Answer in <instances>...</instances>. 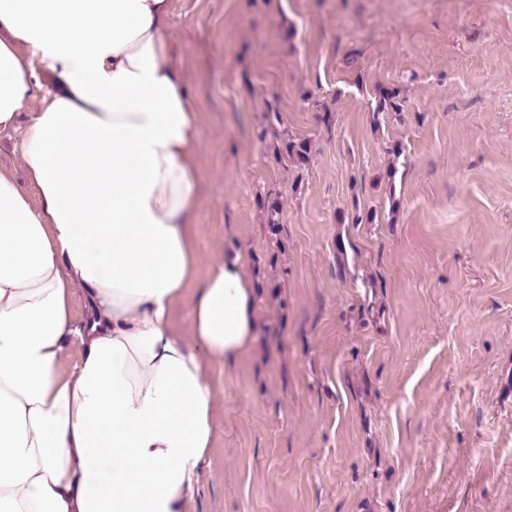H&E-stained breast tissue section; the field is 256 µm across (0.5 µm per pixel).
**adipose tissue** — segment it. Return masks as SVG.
<instances>
[{
	"label": "adipose tissue",
	"mask_w": 512,
	"mask_h": 512,
	"mask_svg": "<svg viewBox=\"0 0 512 512\" xmlns=\"http://www.w3.org/2000/svg\"><path fill=\"white\" fill-rule=\"evenodd\" d=\"M170 11L0 0L1 134L34 63L52 79L22 138L38 204L0 171V512H189L213 443L209 369L255 345L239 257L205 266L195 248L199 112Z\"/></svg>",
	"instance_id": "ef3b65f1"
}]
</instances>
